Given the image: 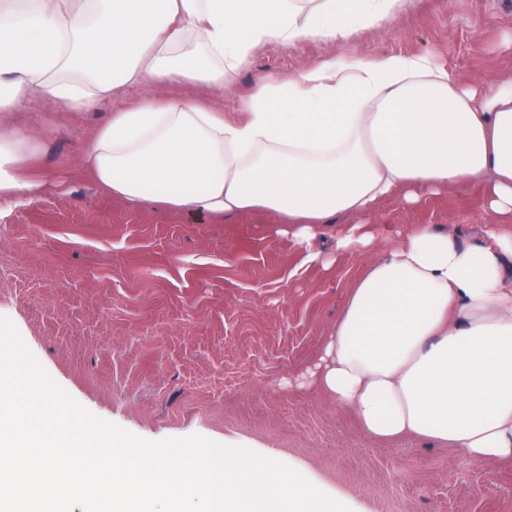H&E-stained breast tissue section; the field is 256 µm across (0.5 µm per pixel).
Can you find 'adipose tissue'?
<instances>
[{"label": "adipose tissue", "mask_w": 512, "mask_h": 512, "mask_svg": "<svg viewBox=\"0 0 512 512\" xmlns=\"http://www.w3.org/2000/svg\"><path fill=\"white\" fill-rule=\"evenodd\" d=\"M0 0V112L38 87L90 109L117 89L182 76L223 82L261 45L335 42L396 18L406 0ZM24 137L0 134V201L37 184L15 166ZM131 209L156 204L221 221L273 215L306 260L323 225L340 255H371L306 380L365 434L429 439L474 460H512V79L461 87L422 55L353 58L262 75L235 116L145 98L98 128L82 157ZM466 184L483 230L456 243L372 222L377 203L414 206Z\"/></svg>", "instance_id": "1"}]
</instances>
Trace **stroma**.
Listing matches in <instances>:
<instances>
[{
    "instance_id": "1",
    "label": "stroma",
    "mask_w": 512,
    "mask_h": 512,
    "mask_svg": "<svg viewBox=\"0 0 512 512\" xmlns=\"http://www.w3.org/2000/svg\"><path fill=\"white\" fill-rule=\"evenodd\" d=\"M389 54L430 56L466 84L511 80L512 0H406L396 19L349 39L272 41L223 83L123 87L91 111L28 93L0 112V128L30 134L25 169L40 182L24 203H0V316L81 407L141 440L275 451L351 512H512V461L375 441L320 388L289 386L318 358L367 257L303 263L265 213L216 224L133 212L80 163L112 112L154 92L229 115L266 72ZM376 219L464 243L481 212L475 190L456 187L414 207L385 198Z\"/></svg>"
}]
</instances>
